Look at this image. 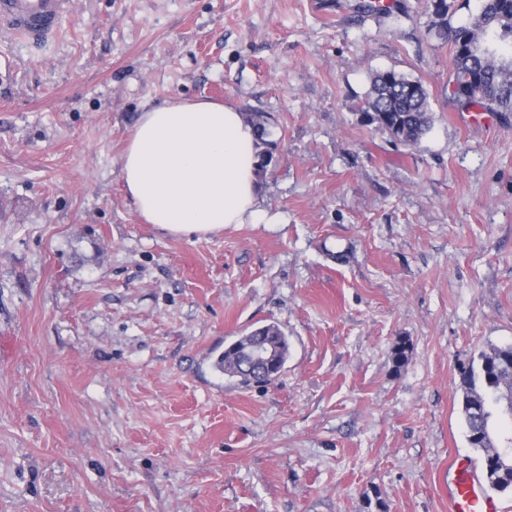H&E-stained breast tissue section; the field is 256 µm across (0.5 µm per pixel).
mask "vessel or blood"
I'll use <instances>...</instances> for the list:
<instances>
[{
	"mask_svg": "<svg viewBox=\"0 0 512 512\" xmlns=\"http://www.w3.org/2000/svg\"><path fill=\"white\" fill-rule=\"evenodd\" d=\"M69 0H0V30L38 45L54 37ZM450 512H501L468 460H454L448 488Z\"/></svg>",
	"mask_w": 512,
	"mask_h": 512,
	"instance_id": "b4317fda",
	"label": "vessel or blood"
}]
</instances>
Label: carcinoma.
Instances as JSON below:
<instances>
[{
	"label": "carcinoma",
	"instance_id": "carcinoma-1",
	"mask_svg": "<svg viewBox=\"0 0 512 512\" xmlns=\"http://www.w3.org/2000/svg\"><path fill=\"white\" fill-rule=\"evenodd\" d=\"M506 0H483L481 11L467 24L451 23L453 4L448 0H433L438 18V34L452 44L459 36L468 34L475 40V52L466 59L452 60V78L464 73L480 72L482 83L473 89V95L463 99L454 97L461 109L480 107L488 112H512V13H504ZM365 116L377 123L390 136L404 144L415 145L428 132L431 108L423 85L394 70L374 73L366 95ZM270 343L274 347V368L280 371L288 360V336L277 324L256 328L227 347L216 362L224 376L241 386L260 383L258 374L246 373L240 367L241 359L253 347ZM458 389L462 392V412L471 447L482 454L483 469L489 470L494 458L506 451L512 452V438L491 439L487 428L497 425L502 418L512 420V405H504L503 397L512 398V347H493L479 356L478 367L460 372ZM495 490L512 491V467L486 476Z\"/></svg>",
	"mask_w": 512,
	"mask_h": 512
}]
</instances>
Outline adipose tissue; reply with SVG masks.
Here are the masks:
<instances>
[{
    "label": "adipose tissue",
    "instance_id": "1",
    "mask_svg": "<svg viewBox=\"0 0 512 512\" xmlns=\"http://www.w3.org/2000/svg\"><path fill=\"white\" fill-rule=\"evenodd\" d=\"M256 141L234 103L176 98L147 108L120 155L127 196L147 223L180 237L266 222Z\"/></svg>",
    "mask_w": 512,
    "mask_h": 512
}]
</instances>
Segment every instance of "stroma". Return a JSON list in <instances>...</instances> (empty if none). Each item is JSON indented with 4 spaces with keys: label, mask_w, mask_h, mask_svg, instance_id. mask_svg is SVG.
<instances>
[{
    "label": "stroma",
    "mask_w": 512,
    "mask_h": 512,
    "mask_svg": "<svg viewBox=\"0 0 512 512\" xmlns=\"http://www.w3.org/2000/svg\"><path fill=\"white\" fill-rule=\"evenodd\" d=\"M431 0H71L0 32V512H448L463 368L512 346V120L471 124ZM422 82L413 146L364 115ZM177 97L263 112L266 224L147 223L119 157ZM278 323L238 388L212 354ZM408 359L394 367L399 339ZM69 0H0V30L39 45L54 37ZM415 86L410 92L409 88ZM369 123H378L405 145H415L428 132L431 108L423 85L394 70L375 72L370 78L364 112Z\"/></svg>",
    "instance_id": "1"
}]
</instances>
